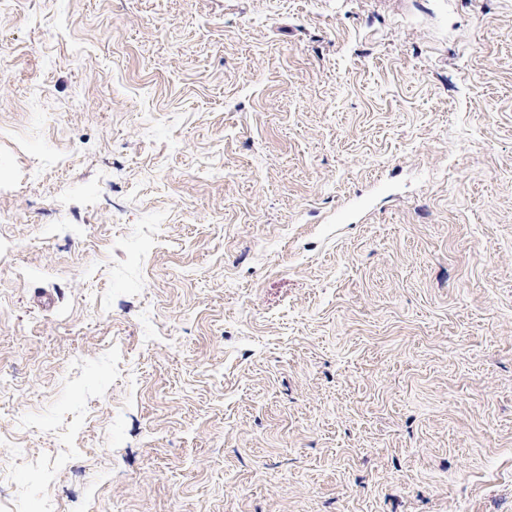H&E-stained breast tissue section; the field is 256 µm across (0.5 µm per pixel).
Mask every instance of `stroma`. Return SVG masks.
I'll return each mask as SVG.
<instances>
[{
    "instance_id": "1",
    "label": "stroma",
    "mask_w": 512,
    "mask_h": 512,
    "mask_svg": "<svg viewBox=\"0 0 512 512\" xmlns=\"http://www.w3.org/2000/svg\"><path fill=\"white\" fill-rule=\"evenodd\" d=\"M512 512V0H0V512Z\"/></svg>"
}]
</instances>
